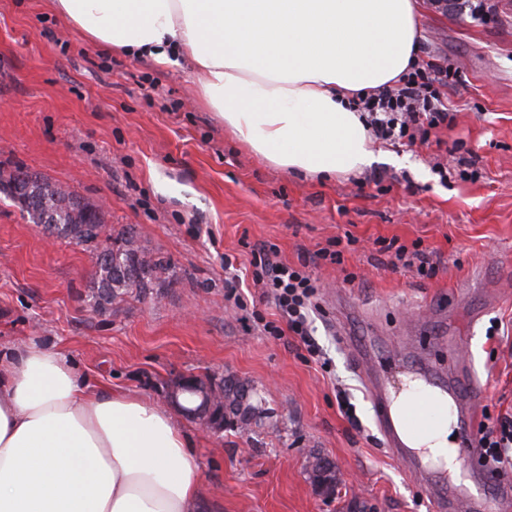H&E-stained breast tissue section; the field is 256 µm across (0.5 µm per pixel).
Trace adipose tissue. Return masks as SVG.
<instances>
[{
	"mask_svg": "<svg viewBox=\"0 0 512 512\" xmlns=\"http://www.w3.org/2000/svg\"><path fill=\"white\" fill-rule=\"evenodd\" d=\"M102 52L187 59L257 155L308 175L374 159L351 101L417 53L419 0H54ZM452 423L420 443L456 472ZM200 459L162 406L97 387L32 338L0 350V512H201Z\"/></svg>",
	"mask_w": 512,
	"mask_h": 512,
	"instance_id": "ef3b65f1",
	"label": "adipose tissue"
}]
</instances>
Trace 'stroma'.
Listing matches in <instances>:
<instances>
[{"label": "stroma", "instance_id": "obj_1", "mask_svg": "<svg viewBox=\"0 0 512 512\" xmlns=\"http://www.w3.org/2000/svg\"><path fill=\"white\" fill-rule=\"evenodd\" d=\"M424 2L419 43L460 74L439 144L377 142L362 172L321 180L239 143L201 104L187 65L101 53L53 0H0V173L24 166L102 206L111 227L135 225L179 277L161 300L97 314L90 252L47 239L0 194V347L39 337L92 380L161 405L181 375L251 381L276 425L214 436L182 422L209 512H430L376 429L356 340L419 352L446 376L470 372L490 416L512 414V0H492L488 22L459 0ZM463 165L476 181L458 178ZM348 234L359 243L342 264H312ZM392 238L423 240L435 276L393 268L376 245ZM264 241L320 279L313 326L328 367L292 336L263 334L273 305L256 304L251 318L226 299L232 276L242 296L257 294L249 247ZM495 320L509 333L490 340ZM313 453L335 464L334 494L311 483Z\"/></svg>", "mask_w": 512, "mask_h": 512}]
</instances>
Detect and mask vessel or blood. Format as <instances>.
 <instances>
[{"mask_svg": "<svg viewBox=\"0 0 512 512\" xmlns=\"http://www.w3.org/2000/svg\"><path fill=\"white\" fill-rule=\"evenodd\" d=\"M354 357L363 369L375 423L386 447L407 463V472L414 480L424 483L433 512H450L458 489L424 464L414 447L424 432L447 415L449 408H456L459 420L458 455L480 470L484 482L499 484L498 474L481 465L475 420L482 389L476 380L465 373L442 380L420 361L399 354L379 355L367 345L356 347ZM400 373L419 382L425 392L416 397L408 412L399 415L394 406V378Z\"/></svg>", "mask_w": 512, "mask_h": 512, "instance_id": "1", "label": "vessel or blood"}]
</instances>
